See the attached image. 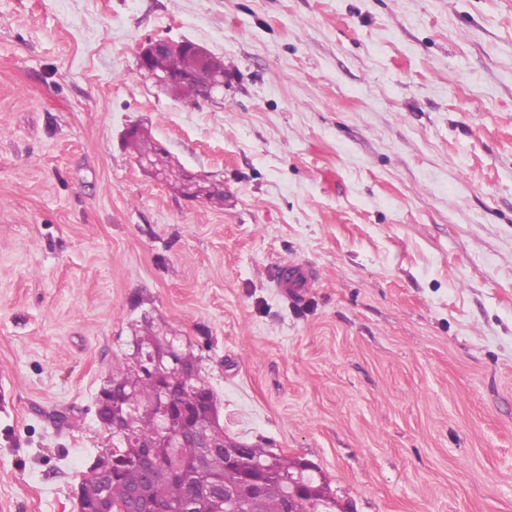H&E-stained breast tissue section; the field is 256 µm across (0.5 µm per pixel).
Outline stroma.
Here are the masks:
<instances>
[{
	"mask_svg": "<svg viewBox=\"0 0 512 512\" xmlns=\"http://www.w3.org/2000/svg\"><path fill=\"white\" fill-rule=\"evenodd\" d=\"M159 38L222 98L141 75ZM143 315L339 504L512 512V0H0V512H76ZM174 46L173 41L166 39L150 41L139 54L140 69L153 80L156 86L165 91L176 93L180 87L187 85L180 90L178 95L192 104H197L198 101L193 86L199 93V100L213 101L216 92L224 91L223 57L210 56V67L220 72L215 73L207 66V59L210 55L208 51L196 43L186 44L184 48L195 58L196 64L193 68L181 72L191 65V57L181 49L155 56ZM153 56L155 57L152 59L150 66V60ZM151 67L158 73L176 74H158ZM126 147L133 151L137 161L154 160L158 153V146L148 134H139L126 141ZM206 175L202 174H193L187 170L183 171V182L180 180L169 181L168 185L174 187V189L179 192L182 196L197 199L207 195V188L204 186L206 183ZM185 185V187H184Z\"/></svg>",
	"mask_w": 512,
	"mask_h": 512,
	"instance_id": "stroma-1",
	"label": "stroma"
}]
</instances>
